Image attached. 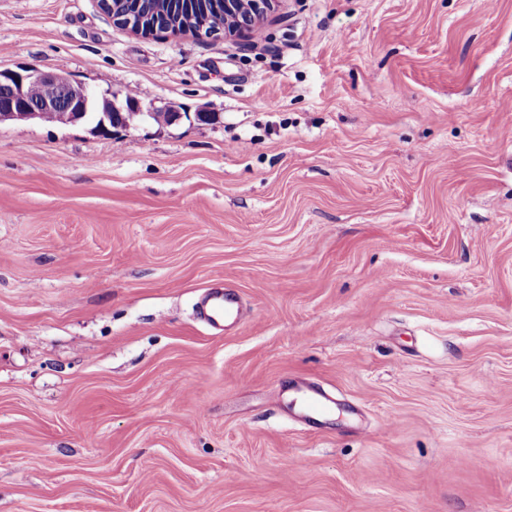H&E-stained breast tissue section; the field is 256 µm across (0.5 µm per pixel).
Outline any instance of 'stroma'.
<instances>
[{
	"label": "stroma",
	"mask_w": 512,
	"mask_h": 512,
	"mask_svg": "<svg viewBox=\"0 0 512 512\" xmlns=\"http://www.w3.org/2000/svg\"><path fill=\"white\" fill-rule=\"evenodd\" d=\"M260 32L0 0V71L182 114L0 125V512H512V0ZM241 314L239 296L220 288L211 289L204 296L199 307V316L203 322L215 329H224L237 323ZM330 399L322 392L308 390L303 394V406L310 418L325 417L333 408L329 404Z\"/></svg>",
	"instance_id": "obj_1"
}]
</instances>
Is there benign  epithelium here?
Listing matches in <instances>:
<instances>
[{
	"label": "benign epithelium",
	"mask_w": 512,
	"mask_h": 512,
	"mask_svg": "<svg viewBox=\"0 0 512 512\" xmlns=\"http://www.w3.org/2000/svg\"><path fill=\"white\" fill-rule=\"evenodd\" d=\"M280 0H224V9L237 12V21L224 27V37H253L264 17ZM35 84L39 97L31 102L26 89ZM95 88L73 81L69 76L37 68L0 71V124L42 121L46 113L58 114V123L69 125L82 120L98 101Z\"/></svg>",
	"instance_id": "benign-epithelium-1"
}]
</instances>
